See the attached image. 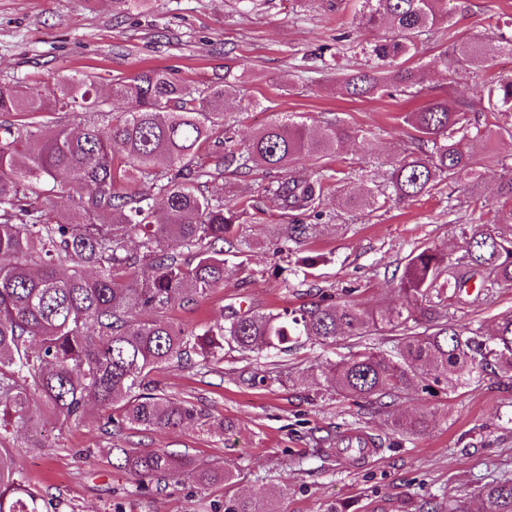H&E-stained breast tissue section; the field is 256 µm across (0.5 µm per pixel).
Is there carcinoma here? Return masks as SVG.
<instances>
[{
  "label": "carcinoma",
  "instance_id": "1",
  "mask_svg": "<svg viewBox=\"0 0 512 512\" xmlns=\"http://www.w3.org/2000/svg\"><path fill=\"white\" fill-rule=\"evenodd\" d=\"M444 2L366 0L365 24L388 33L371 45L376 65L336 77L339 92L354 98L423 88L424 72L408 61L425 32L450 21ZM503 50L512 53L511 36L495 46L467 36L440 62L487 69ZM241 79L227 70L219 83L190 85L164 69H145L112 84V96L126 104L117 115L102 107L89 75L65 78L47 94L0 82V113L16 116L0 123V512H57L4 442L31 426L34 401L66 419L83 418L92 403L132 427L176 430L200 414L192 403L150 387L147 377L193 354L208 365L224 359L226 346L260 355L282 352L302 336L324 343L399 331L390 349L352 352L325 377L336 394L382 408L412 390L463 384L488 370L512 378V311L487 334L448 317L452 307L481 306L493 288H512L511 224L473 228L458 256L430 248L410 253L399 307L338 303L324 294L298 311H234L200 333L167 317L175 304H193L224 284V242L239 214L224 198L200 192L203 179L224 174L226 164L237 172L285 169L288 177L268 182L263 192L284 210L314 211L324 184L305 161L339 152L351 137L339 124L314 130L282 113L245 149L221 152L233 141L224 105L239 94ZM482 103L488 112H512V78L483 82L469 98L433 95L406 113L418 150L390 162L384 189L399 200L419 198L463 175L478 181L499 165L476 151L491 137L469 119ZM56 112L62 117L43 133L36 118ZM211 146L213 169L202 155ZM61 173L78 195L75 224L53 216ZM498 196L502 205L512 203V170L501 174ZM375 205L371 193L336 198V207L348 211ZM317 231L316 224L285 225L277 252L292 251ZM134 235L139 242L132 249ZM393 427L411 440L428 431L429 419L425 413L396 418ZM112 454L139 489L186 473L201 488L238 480L232 468H201L164 449ZM480 497L481 512H512V479L484 486ZM215 512L263 509L259 497L231 496Z\"/></svg>",
  "mask_w": 512,
  "mask_h": 512
}]
</instances>
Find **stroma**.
I'll return each instance as SVG.
<instances>
[{
	"mask_svg": "<svg viewBox=\"0 0 512 512\" xmlns=\"http://www.w3.org/2000/svg\"><path fill=\"white\" fill-rule=\"evenodd\" d=\"M363 0H258L246 9L238 0H151L149 6L115 14L112 0H0V82L20 80L53 86L74 75L94 77L113 112V80L147 68L167 70L190 83L220 81L225 70L243 75L246 94L226 107L236 146H243L280 113L302 116L312 127L332 121L353 137L340 153L320 160L331 176L320 209L318 232L292 254H278L281 225L301 224L299 211L280 209L262 186L272 171L257 167L225 174L204 192L244 209L224 245L227 274L222 287L192 306H175L169 318L190 328L223 322L231 312H279L311 306L318 291L337 301L366 299L401 304L400 277L409 254L437 247L461 253L464 229L475 224H512V207L498 204L493 175L478 185L461 179L432 195L400 202L389 198L376 210L340 211L336 199L382 185L393 156L415 135L406 112L422 98L382 93L351 100L337 95L320 58L335 49L338 34L354 41L336 62L345 70L371 64L368 47L380 29L363 27ZM453 25L447 34L423 36L413 65L423 66L430 85L449 96H468L490 77H512V54H496L490 69L446 72L439 54L462 36L490 40L512 32V0H448ZM512 310V288L496 289L478 310L451 309L453 322L491 330ZM357 341H306L284 354L247 355L225 350L209 368L197 361L159 366L150 378L167 395L193 403L202 424L156 433L105 423L97 412L81 422L45 410L36 416L41 448L14 455L31 484L59 512H211L223 503V483L198 489L192 477L161 490L137 494L130 476L113 467L112 450L165 449L241 478L233 492L255 496L287 485L285 497H270V512H330L339 503L350 512H418L432 498L476 500L481 487L512 478V379L490 374L470 384L417 390L390 408L353 401L327 386L319 367L358 350ZM427 413L426 435L409 441L394 432L393 417ZM224 430H216V423ZM367 435L373 456L339 454L342 439Z\"/></svg>",
	"mask_w": 512,
	"mask_h": 512,
	"instance_id": "35a3bbf8",
	"label": "stroma"
}]
</instances>
